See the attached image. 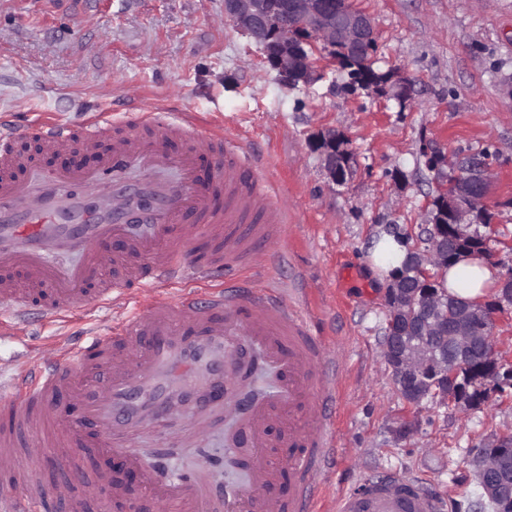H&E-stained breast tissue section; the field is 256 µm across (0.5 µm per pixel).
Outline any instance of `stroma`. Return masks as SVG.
<instances>
[{"label": "stroma", "instance_id": "obj_1", "mask_svg": "<svg viewBox=\"0 0 512 512\" xmlns=\"http://www.w3.org/2000/svg\"><path fill=\"white\" fill-rule=\"evenodd\" d=\"M371 15L380 70L414 81L406 106L348 93L336 75L309 87L282 86L256 47L224 17V0H0V117L82 123L136 122L156 111L193 112L224 134L247 139L288 211L282 237L261 253L275 278L308 289L312 329L339 347L328 373L338 396V452L330 493L379 477L418 480L439 512H469L482 490L468 463L483 437L512 432V400L490 394L467 411L423 403L416 428L383 358L386 284L368 249L385 225L422 223L436 174L423 143L491 154L489 246L499 275L512 272V0H355ZM334 128L350 141L357 168L329 182L315 147ZM119 309H71L60 320L30 315L0 331V369L42 351H65L81 329L120 322ZM235 425L213 414L194 446L153 428L136 439L147 462L174 478L201 473L216 490L245 487L228 474L225 436Z\"/></svg>", "mask_w": 512, "mask_h": 512}]
</instances>
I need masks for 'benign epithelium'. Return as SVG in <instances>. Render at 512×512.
<instances>
[{"label":"benign epithelium","instance_id":"obj_1","mask_svg":"<svg viewBox=\"0 0 512 512\" xmlns=\"http://www.w3.org/2000/svg\"><path fill=\"white\" fill-rule=\"evenodd\" d=\"M224 17L259 50L261 59L290 89L307 87L329 71L352 63L375 40L372 17L353 0H224ZM368 95L392 97L405 105L413 100L414 81L396 69L365 84ZM347 136L329 128L319 135V150L330 180L343 185L354 175ZM426 165L437 171L435 195L419 232L408 230L412 243L404 271L385 291L388 318L383 336L385 362L410 413L425 400L468 408L463 362L497 345L502 324L497 314L512 304V276L498 289L494 305L484 299L457 301L433 287L435 270L444 259H491L487 237L471 227L475 214L488 205L494 172L489 160L474 154L463 159L423 144ZM463 238L483 242L482 251L457 246ZM489 325L480 329L477 322ZM512 433L495 435L472 449L470 463L482 488V500L500 512H512Z\"/></svg>","mask_w":512,"mask_h":512}]
</instances>
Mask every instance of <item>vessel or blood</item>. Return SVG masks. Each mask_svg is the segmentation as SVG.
<instances>
[{
	"instance_id": "obj_1",
	"label": "vessel or blood",
	"mask_w": 512,
	"mask_h": 512,
	"mask_svg": "<svg viewBox=\"0 0 512 512\" xmlns=\"http://www.w3.org/2000/svg\"><path fill=\"white\" fill-rule=\"evenodd\" d=\"M145 123L149 136L129 123L106 148L94 119L78 133L44 121L0 128V305L15 320L117 306L132 286L179 288L174 299L149 301L61 358L14 366L0 383V512H52L68 495L31 482L43 448L55 449L62 463L74 450L89 452L98 464L94 485L116 503H132L110 480L108 464L118 458L141 472L155 512H211L200 479L160 476L143 465L133 440L159 423L176 427L187 394L203 412L222 408L244 350L278 386L238 416L252 448L244 462L250 482L225 491L224 512H437L419 482L396 477L328 499L336 389L322 374L327 342L311 329L307 292L278 280L262 288L228 280L202 298L190 285L213 272L194 251L198 238L223 243L225 269H253L288 213L237 139L192 113ZM31 133L55 157L82 143L96 168L44 170L17 147ZM141 196L152 201L144 211L135 208ZM102 373L107 385L89 390ZM20 480L28 495L18 494Z\"/></svg>"
}]
</instances>
